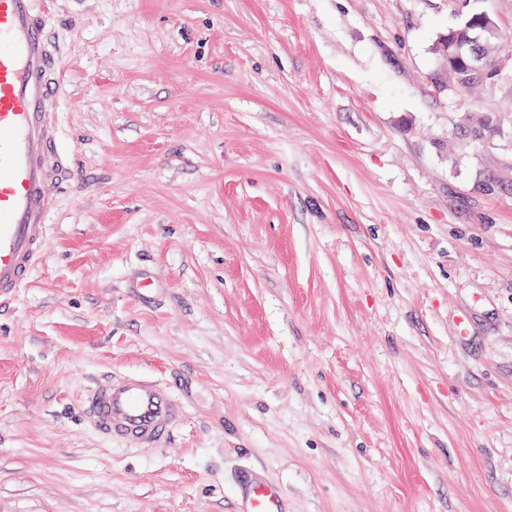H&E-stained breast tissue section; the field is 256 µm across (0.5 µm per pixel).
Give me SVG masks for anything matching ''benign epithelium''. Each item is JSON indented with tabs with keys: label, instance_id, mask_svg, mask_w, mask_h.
Wrapping results in <instances>:
<instances>
[{
	"label": "benign epithelium",
	"instance_id": "1",
	"mask_svg": "<svg viewBox=\"0 0 512 512\" xmlns=\"http://www.w3.org/2000/svg\"><path fill=\"white\" fill-rule=\"evenodd\" d=\"M498 35L495 21L485 12L472 9L467 12L458 28H453L442 36L437 48L438 62L443 67L471 62V68H477L476 61L483 57L485 41Z\"/></svg>",
	"mask_w": 512,
	"mask_h": 512
}]
</instances>
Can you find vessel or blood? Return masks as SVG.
Listing matches in <instances>:
<instances>
[{"instance_id":"b4317fda","label":"vessel or blood","mask_w":512,"mask_h":512,"mask_svg":"<svg viewBox=\"0 0 512 512\" xmlns=\"http://www.w3.org/2000/svg\"><path fill=\"white\" fill-rule=\"evenodd\" d=\"M62 58L43 0H0V300L39 264L51 190L71 176V158L57 148ZM83 411L108 438L149 448L162 447L184 415L169 387L117 374L89 390ZM249 512H282L276 491L254 485Z\"/></svg>"}]
</instances>
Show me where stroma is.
<instances>
[{
	"label": "stroma",
	"instance_id": "1",
	"mask_svg": "<svg viewBox=\"0 0 512 512\" xmlns=\"http://www.w3.org/2000/svg\"><path fill=\"white\" fill-rule=\"evenodd\" d=\"M460 6L53 0L75 180L0 302V512H512V0L468 91ZM110 373L171 385L165 447L81 418ZM247 512H283L279 496L267 484H256L252 487Z\"/></svg>",
	"mask_w": 512,
	"mask_h": 512
}]
</instances>
